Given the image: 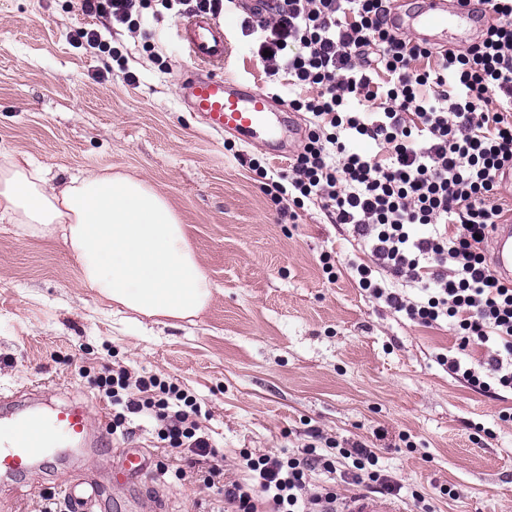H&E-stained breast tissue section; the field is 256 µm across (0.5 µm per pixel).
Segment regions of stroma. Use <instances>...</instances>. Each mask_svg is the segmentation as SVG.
<instances>
[{"mask_svg": "<svg viewBox=\"0 0 512 512\" xmlns=\"http://www.w3.org/2000/svg\"><path fill=\"white\" fill-rule=\"evenodd\" d=\"M242 4L224 13V78L266 86L243 30ZM176 22L144 9L138 29L112 26L81 0H0V156L42 167L52 186L72 175L121 172L148 181L180 214L214 288L193 321L125 322L82 282L62 241L27 237L0 223V393L88 404L95 434L112 401L99 376L126 368L193 395L223 453L225 481L240 479L239 453L288 455L327 442L375 448L402 486L403 512L421 492L433 512H512V396L482 394L438 358L455 337L447 323L410 321L358 287L351 263L368 261L346 224L313 204H275L244 162L266 150L210 132L174 81L192 70L176 46ZM98 30L105 49L81 33ZM120 51L123 62L112 59ZM335 258L325 273L320 258ZM109 435V434H108ZM112 437V436H111ZM112 449L38 461L26 477L0 482V512H45L62 487L96 484L117 512H211L201 476L156 471L133 488L114 484L117 448L164 456L152 422ZM459 489L456 500L441 488Z\"/></svg>", "mask_w": 512, "mask_h": 512, "instance_id": "35a3bbf8", "label": "stroma"}]
</instances>
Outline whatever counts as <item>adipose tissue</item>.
Listing matches in <instances>:
<instances>
[{
  "mask_svg": "<svg viewBox=\"0 0 512 512\" xmlns=\"http://www.w3.org/2000/svg\"><path fill=\"white\" fill-rule=\"evenodd\" d=\"M0 223L27 236L62 239L84 284L107 301L145 316H200L213 284L166 197L126 174L73 176L49 186L29 161L0 163Z\"/></svg>",
  "mask_w": 512,
  "mask_h": 512,
  "instance_id": "adipose-tissue-1",
  "label": "adipose tissue"
}]
</instances>
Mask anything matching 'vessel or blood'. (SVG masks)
Returning <instances> with one entry per match:
<instances>
[{
  "label": "vessel or blood",
  "mask_w": 512,
  "mask_h": 512,
  "mask_svg": "<svg viewBox=\"0 0 512 512\" xmlns=\"http://www.w3.org/2000/svg\"><path fill=\"white\" fill-rule=\"evenodd\" d=\"M494 20L481 10L475 0H420L416 9L393 10L390 22L395 31L412 35L418 42L446 48L437 31L448 25L486 27ZM185 54L198 65L208 68L207 77L190 73L180 75L183 100L191 111L199 113L213 132L237 136L244 143L262 141L271 154H278L279 135L289 117L287 103L259 88L246 87L216 76L224 64V29L212 16L196 13L180 22L175 31ZM491 239V264L497 275L512 280V218L496 224ZM90 412L87 405L73 403L51 413L14 407L0 397V479L24 475L39 459L56 447L65 453L80 451L88 441ZM150 458L141 448L118 451L116 483L134 485L149 471ZM68 512H90L99 502L93 485L76 482L64 487ZM338 512H397L388 501L366 494L347 496Z\"/></svg>",
  "instance_id": "1"
}]
</instances>
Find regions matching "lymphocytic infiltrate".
Masks as SVG:
<instances>
[{
  "instance_id": "lymphocytic-infiltrate-1",
  "label": "lymphocytic infiltrate",
  "mask_w": 512,
  "mask_h": 512,
  "mask_svg": "<svg viewBox=\"0 0 512 512\" xmlns=\"http://www.w3.org/2000/svg\"><path fill=\"white\" fill-rule=\"evenodd\" d=\"M494 22L466 49L438 51L388 25L390 0H276L259 22L258 49L288 105L309 116L307 141L286 168L248 164L274 202H320L368 247L354 265L359 288L409 320L447 322L458 351L449 374L483 393L512 391V283L491 269L486 246L504 213L498 173L512 164V0H483ZM358 141L368 151L355 150ZM413 284L412 299L398 282ZM99 386L117 410L156 424L171 448L206 458L221 485L222 454L200 435L195 399L177 384L109 370ZM246 481L224 486L233 512H328L335 487L310 486L315 470L395 495L363 444L327 453L309 445L285 457L241 451Z\"/></svg>"
}]
</instances>
